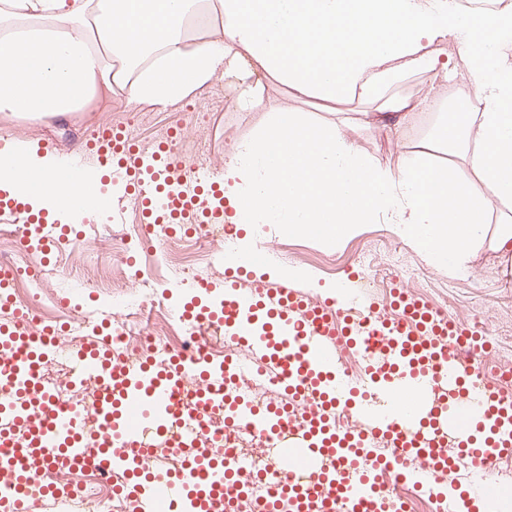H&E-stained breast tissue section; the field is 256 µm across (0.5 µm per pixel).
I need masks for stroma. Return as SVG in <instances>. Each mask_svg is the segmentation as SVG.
Returning <instances> with one entry per match:
<instances>
[{
    "label": "stroma",
    "instance_id": "1",
    "mask_svg": "<svg viewBox=\"0 0 512 512\" xmlns=\"http://www.w3.org/2000/svg\"><path fill=\"white\" fill-rule=\"evenodd\" d=\"M465 70L449 71L447 81H430L419 74L396 88V95L420 101L426 94L437 96L441 111L415 112L411 122L395 129L392 111L381 102L341 99L330 103L317 98L296 99L280 82L264 80V96L269 107L299 111L319 122L349 123L362 153L380 166L409 161L420 141L431 134L440 113L465 108L482 111L478 99L462 100L453 85H467ZM239 81L234 77H217L190 98L172 106L159 108L147 104L127 103L120 92H113L111 103H99L85 112H72L47 123L22 118L0 117V137L25 142L38 148L40 140L53 142L54 154L67 157L82 148L85 140L100 126L120 123L133 136L148 139L160 135L173 121L183 115L185 126L179 144L183 154L192 156L198 145H206L205 158L215 166H223L238 140L252 135L261 125L260 112H243L238 108ZM264 245L278 254L277 260L257 265L255 281L275 284L281 265L306 270L317 279L313 297L328 298L330 286L339 282L347 263L366 256L374 270L390 273L402 265L401 282L413 291L423 293L430 301L448 309L464 323L480 319L496 329V350L493 364L512 368V263L489 249H481L472 261L467 276H453L427 263L420 253L403 243L388 225H362L354 234L333 244L313 235L295 234L287 225H274ZM52 273L43 281L44 290L55 298H69L71 303L104 304L100 281L92 273L79 269L75 262L56 255L50 264Z\"/></svg>",
    "mask_w": 512,
    "mask_h": 512
}]
</instances>
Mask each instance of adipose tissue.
I'll list each match as a JSON object with an SVG mask.
<instances>
[{
  "mask_svg": "<svg viewBox=\"0 0 512 512\" xmlns=\"http://www.w3.org/2000/svg\"><path fill=\"white\" fill-rule=\"evenodd\" d=\"M219 23L221 37L193 41ZM456 52L447 55V44ZM262 74L298 97L384 101L412 119L395 86L466 70L482 111L458 110L438 142L458 162L436 176L425 143L381 167L347 125L276 109L225 160L246 224L352 233L390 224L429 263L464 276L482 248L512 259V10L463 13L457 0H0V116L45 121L111 100L167 107L217 76ZM17 191L39 179L54 199L62 159L22 148Z\"/></svg>",
  "mask_w": 512,
  "mask_h": 512,
  "instance_id": "obj_1",
  "label": "adipose tissue"
}]
</instances>
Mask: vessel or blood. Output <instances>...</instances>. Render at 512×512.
Instances as JSON below:
<instances>
[{"label": "vessel or blood", "mask_w": 512, "mask_h": 512, "mask_svg": "<svg viewBox=\"0 0 512 512\" xmlns=\"http://www.w3.org/2000/svg\"><path fill=\"white\" fill-rule=\"evenodd\" d=\"M65 167L73 184L90 169L108 172L133 193L141 223L169 225L175 235L214 224L230 235L242 231L221 170L173 151L170 138L144 145L110 125ZM59 215L57 203L37 209L28 198L0 194V220L21 217L32 234L55 226V236L39 243L38 265L49 264L58 237L71 231ZM253 266L226 269L220 306L189 302L177 310L199 327L223 323L231 350L224 360L200 346L135 363L113 352L108 314L73 352L63 342L67 323L30 333L32 314L0 270V310L12 316L0 326V345L15 351L0 365V487L15 492L0 494V505L9 512L60 499L75 505L76 491L56 473L93 458L104 473L125 476L119 492L134 512H240L256 474L217 454L222 438L206 443L218 409L227 428L269 434L279 449L281 484L264 512H389L392 482L407 479L440 488L447 512H474L497 460L512 455V393L482 379L490 350L484 331L439 314L399 281L379 299L353 270L342 299L316 300L290 280L242 287ZM64 354L75 387L97 380L91 404L60 406L44 381V360ZM269 371L281 380L280 404L235 394L241 374ZM159 440L190 451L186 470L152 466ZM383 440L396 451L379 452Z\"/></svg>", "instance_id": "obj_1"}]
</instances>
